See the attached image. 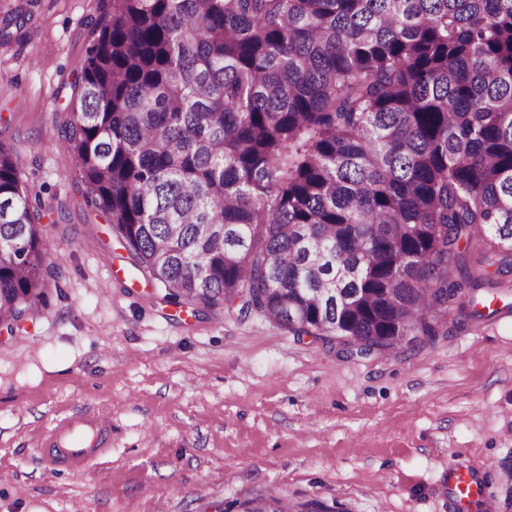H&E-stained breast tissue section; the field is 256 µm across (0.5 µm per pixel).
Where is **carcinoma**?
I'll use <instances>...</instances> for the list:
<instances>
[{"instance_id": "1", "label": "carcinoma", "mask_w": 512, "mask_h": 512, "mask_svg": "<svg viewBox=\"0 0 512 512\" xmlns=\"http://www.w3.org/2000/svg\"><path fill=\"white\" fill-rule=\"evenodd\" d=\"M100 3L65 140L84 201L167 303L350 354L446 335L453 309L484 317L477 291L512 272L494 261L512 256V0ZM22 165L0 141L7 327L59 270Z\"/></svg>"}]
</instances>
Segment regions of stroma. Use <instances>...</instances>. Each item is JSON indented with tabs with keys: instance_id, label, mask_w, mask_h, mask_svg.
I'll return each instance as SVG.
<instances>
[{
	"instance_id": "stroma-1",
	"label": "stroma",
	"mask_w": 512,
	"mask_h": 512,
	"mask_svg": "<svg viewBox=\"0 0 512 512\" xmlns=\"http://www.w3.org/2000/svg\"><path fill=\"white\" fill-rule=\"evenodd\" d=\"M27 24L0 42V138L22 179L67 220H42L62 255L45 304L0 332V512H223L264 497L344 512H512V274L492 313L448 316L447 335L344 357L260 315L163 303L112 227L83 201L63 140L99 0H0ZM88 406L112 451L84 474L36 446ZM487 495L458 508L448 470Z\"/></svg>"
}]
</instances>
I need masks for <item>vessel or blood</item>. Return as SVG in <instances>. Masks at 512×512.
I'll return each instance as SVG.
<instances>
[{"instance_id": "1", "label": "vessel or blood", "mask_w": 512, "mask_h": 512, "mask_svg": "<svg viewBox=\"0 0 512 512\" xmlns=\"http://www.w3.org/2000/svg\"><path fill=\"white\" fill-rule=\"evenodd\" d=\"M50 469L81 473L112 450L111 423L100 412L87 410L49 429L38 443Z\"/></svg>"}]
</instances>
